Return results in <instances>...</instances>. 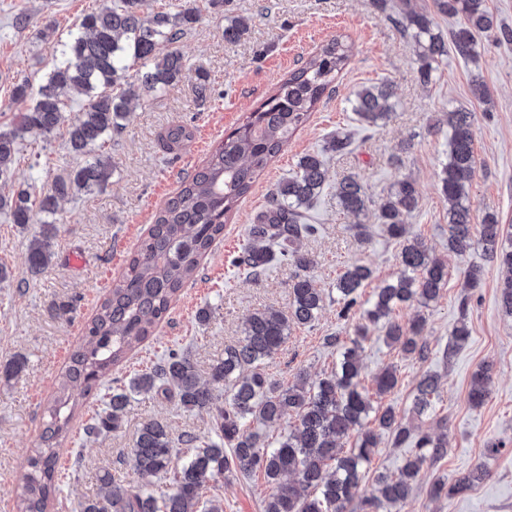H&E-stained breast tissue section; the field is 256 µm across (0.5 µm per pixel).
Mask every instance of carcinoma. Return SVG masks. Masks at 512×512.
Masks as SVG:
<instances>
[{"instance_id": "carcinoma-1", "label": "carcinoma", "mask_w": 512, "mask_h": 512, "mask_svg": "<svg viewBox=\"0 0 512 512\" xmlns=\"http://www.w3.org/2000/svg\"><path fill=\"white\" fill-rule=\"evenodd\" d=\"M101 2L58 43L59 57L37 91L25 82L14 85L12 100L20 108L11 127L0 129L1 183L11 178L18 140L27 134L46 138L65 125L67 152L75 157L93 155L84 164L55 175L50 188L38 198L25 189L11 196L0 194V210L9 211L14 224L31 223L35 209L43 215L41 230L27 246L28 267L35 275L55 257L60 202L79 191H103L109 186L110 157L94 151L123 128L132 100L178 86L189 71L173 44L199 21L197 8L178 4L172 10L147 15V0ZM231 2L210 0V5L224 11V40L235 43L246 33L247 24L232 14ZM435 4L439 12L461 19L448 41L436 31L432 15L414 0H400L393 18L418 45L415 73L423 85L431 82L432 63L448 54L450 44L457 55L475 62L479 36L492 33L498 40L512 41V29L497 20L486 0H435ZM349 53L350 45L339 38L322 45L224 137L155 215L123 274L86 324L83 341L61 371L57 392L43 407L40 444L27 459L16 512H49L58 485L60 450L79 406L74 393L90 395L111 375L112 368L154 335L184 286L196 277L213 244L224 236V221L307 122L344 69ZM138 62L142 68L131 81L128 72ZM73 92L85 100L71 117ZM393 97L388 83L363 85L353 92L352 111L364 128L378 127L390 119ZM444 123L449 152L441 170L440 191L448 204V252L463 255L480 244L488 261L512 272V249L505 248V242L512 240V225L501 224L494 213L476 216L465 191L466 182L476 173L474 115L450 111ZM190 137L189 129L173 125L161 143L172 153ZM352 150V135L338 131L326 139L322 150L301 156L293 175L269 193L233 258V266L254 280L274 264L293 268L288 309L267 306L254 311L238 342L224 348V357L212 364L205 380L190 356L169 353L151 370L112 390L107 410L86 427L88 436L119 429L134 396L156 391L174 395L188 411L209 414L211 436L202 440L184 435L176 440L166 422H143L131 448L140 482L125 488L105 471L97 477V493L79 502L80 512H224V501L204 500L202 490L218 476L249 477L256 471L263 472L272 486L264 512H351L354 501L359 512H382L403 504L420 483L424 467L448 455L445 419L422 431L403 422L388 406L375 417V427L365 424L372 397L363 385L361 351L369 327H380L384 342L404 356L427 361L430 351L420 341L426 316L419 313L405 326L393 313L398 306L413 302L429 308L448 283V262L431 258L425 243L407 230L406 217L419 204L418 188L410 177L393 184L375 213L376 223L383 225L398 247L400 273L375 288L373 298L363 303L360 288L373 276L370 267L352 263L336 279L342 303L338 316L348 318L357 306L362 310L349 340L325 339L327 346L339 351L334 368L314 380L299 372L286 385L266 370L267 361L286 346L291 331L315 323L325 309L323 293L309 276L314 260L302 248L303 241L318 231L309 223L306 210L327 181L326 157L348 155ZM336 199L356 219L352 225L356 235L366 239L362 217L367 215L369 198L364 186L355 177H346L338 183ZM470 303L467 293L460 301V321L449 333L445 358L453 356L470 336L466 323ZM26 367L24 357L14 356L0 363V379L9 381ZM490 384L491 365L487 363L471 379L468 398L472 405L485 402ZM374 386L379 396L393 393L399 386L398 368H382L374 377ZM440 388L437 375L422 376L413 397L417 417L436 416L434 400ZM287 416L295 417L294 426L272 441L252 429L255 423L276 425ZM384 435L395 446L411 444L410 455L398 472H380L368 487L364 479ZM351 438L354 448L343 451ZM178 442L189 448L181 463ZM170 472V488L156 489L155 480ZM487 477L486 468L477 464L451 484L437 480L430 495L452 497Z\"/></svg>"}]
</instances>
